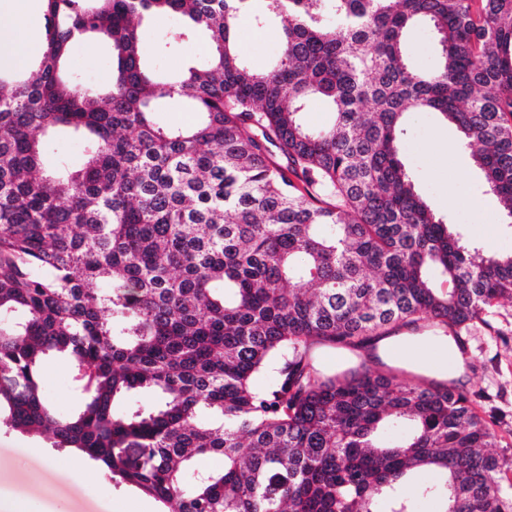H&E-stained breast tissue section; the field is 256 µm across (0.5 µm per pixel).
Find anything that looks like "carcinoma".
I'll return each instance as SVG.
<instances>
[{
	"label": "carcinoma",
	"instance_id": "carcinoma-1",
	"mask_svg": "<svg viewBox=\"0 0 512 512\" xmlns=\"http://www.w3.org/2000/svg\"><path fill=\"white\" fill-rule=\"evenodd\" d=\"M44 2L42 56L0 71V425L163 512H512V455L487 452L455 382L313 362L423 324L468 367L462 336L512 299V251L438 215L400 153L407 113L442 114L512 228V0ZM161 13L172 42L212 34L204 64L146 66L140 27ZM247 18L280 24L276 64L245 61ZM421 24L430 71L409 63ZM90 36L112 49L105 90L66 70ZM176 96L184 128L159 119ZM316 99L331 119L312 127ZM59 127L81 134L78 170L42 167ZM57 359L80 398L64 415L43 393ZM420 470L440 482L408 487ZM414 66L421 70H430L439 63L437 40L433 30L424 25H418L408 34Z\"/></svg>",
	"mask_w": 512,
	"mask_h": 512
}]
</instances>
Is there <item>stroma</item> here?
<instances>
[{
	"label": "stroma",
	"mask_w": 512,
	"mask_h": 512,
	"mask_svg": "<svg viewBox=\"0 0 512 512\" xmlns=\"http://www.w3.org/2000/svg\"><path fill=\"white\" fill-rule=\"evenodd\" d=\"M174 17L156 14L145 22L142 52L157 71L178 74L202 63L211 45L209 32H200L167 46ZM238 46L250 62L271 64L281 50L280 30L243 22ZM68 69L81 83L103 87L112 81V53L100 40L76 41ZM402 158L419 193L438 214L457 220L469 239L488 250L512 249L508 229L496 198L490 194L468 151L460 145L458 129L439 113L409 115L402 141ZM498 340L481 332L469 341L473 353L464 368V390L476 394V410L490 416L499 452L512 454V300L502 299L489 318ZM43 390L61 413L77 404L70 368L62 361L49 366ZM72 451H56L46 436L0 427V502L25 498L31 512H162L161 504L141 491L112 481L95 462L85 461L82 480L73 482L66 471Z\"/></svg>",
	"instance_id": "35a3bbf8"
}]
</instances>
